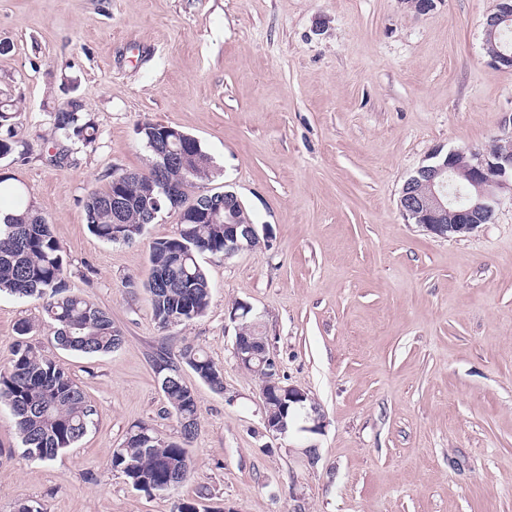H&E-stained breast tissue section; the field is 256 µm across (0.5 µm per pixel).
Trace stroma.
<instances>
[{
  "instance_id": "obj_1",
  "label": "stroma",
  "mask_w": 512,
  "mask_h": 512,
  "mask_svg": "<svg viewBox=\"0 0 512 512\" xmlns=\"http://www.w3.org/2000/svg\"><path fill=\"white\" fill-rule=\"evenodd\" d=\"M494 0H0V97L18 105L25 153L0 160L47 219L70 289L106 310L112 352L60 349L40 301L0 295V361L17 335L63 366L99 417L50 462L25 458L0 406V512H512V195L491 222L439 238L407 223L404 183L434 150L489 151L512 136V70L484 49ZM80 99L91 146L54 141L52 114ZM179 126L270 244L206 255L207 313L160 329L144 284L150 245L93 235L82 201L113 170L144 169L139 123ZM252 305L288 384L324 416L287 435L263 424L259 379L233 356L235 303ZM203 350L192 370L198 431L179 487L135 489L109 456L132 426L180 437L160 353ZM179 360L193 370L200 379L208 383L212 389L219 392L223 391V373L200 350L192 346H186L180 351Z\"/></svg>"
}]
</instances>
